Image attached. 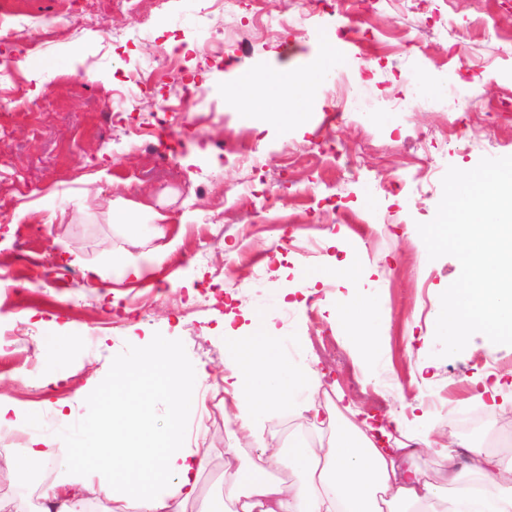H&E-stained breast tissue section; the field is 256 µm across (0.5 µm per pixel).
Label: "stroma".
<instances>
[{"instance_id":"stroma-1","label":"stroma","mask_w":512,"mask_h":512,"mask_svg":"<svg viewBox=\"0 0 512 512\" xmlns=\"http://www.w3.org/2000/svg\"><path fill=\"white\" fill-rule=\"evenodd\" d=\"M359 0L356 26L373 34L420 32L417 47L362 61L343 41L335 70L307 123L264 120L226 91L242 71L279 75L300 69L330 35L313 0H255L225 14L201 13L197 0H173L155 24L128 0H0L23 10L26 25L0 28V48L31 67L0 69V89L17 91L0 112V276L39 282L37 292L0 288V397L20 414L0 435V458L36 437L54 441L46 461L16 474L0 470V500L30 512L66 474L59 451L87 442L96 409L91 392L117 365L161 342L183 365L203 369L199 405L184 417V443L205 455L195 499L169 512H208L224 499L226 465L255 459L257 448L224 416V316L233 328H258L271 317L283 356L336 383L343 404L388 423L407 404L406 429L435 428L458 443H479L512 426L485 419L484 382L509 369L499 389L512 397V346L473 338L459 354L439 356L435 321L440 296L459 276L451 256L429 259L418 224L431 221L448 167L469 170L482 158L512 155V123L495 107L512 100V55L496 31L512 33V0ZM274 24L241 52L253 11ZM112 27L118 42L104 44ZM224 53L200 52L211 38ZM186 43L202 121L174 141L131 146L127 129L144 121L163 93H138L114 111L106 90L156 62L173 41ZM258 140L265 168L219 161L225 145ZM176 153L173 162L164 150ZM353 156L343 169L337 153ZM255 197L225 209L238 188ZM28 208L18 219L19 208ZM163 237H155V224ZM367 268L361 284L378 308L382 330L374 354L359 358L330 307L348 294L341 283L306 287V277L350 248ZM130 252L145 267L123 277L114 256ZM100 269L92 287L70 275ZM58 324L73 343L45 385L37 340ZM281 447L312 439L308 422L272 409L259 419Z\"/></svg>"}]
</instances>
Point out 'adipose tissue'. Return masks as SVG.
<instances>
[{"label": "adipose tissue", "instance_id": "adipose-tissue-1", "mask_svg": "<svg viewBox=\"0 0 512 512\" xmlns=\"http://www.w3.org/2000/svg\"><path fill=\"white\" fill-rule=\"evenodd\" d=\"M336 48L323 46L298 72L281 77L262 71L241 74L232 89L260 117L301 121L332 72ZM332 314L343 335L370 353L381 322L364 295L337 300ZM272 325L227 338L224 390L232 396L243 438L260 445L250 467L228 469L224 483L228 512H512V455L474 444L457 450L440 433L405 432L402 415L391 422L400 437L383 447L380 430L357 423V410L339 407L316 372L286 362ZM200 372L184 366L171 350L157 346L141 358L114 369L97 399L98 433L88 444L68 449L66 461L78 478L47 499L55 512H79L85 495H104L123 512H164L168 499H191L202 460L183 448L179 416L195 401ZM171 400L165 430L146 418L154 399ZM285 404L316 430L329 432L327 444L295 441L288 452L269 448L256 426L268 408ZM440 453L444 483L431 482L417 465L418 448ZM301 472L298 484L269 480L280 461Z\"/></svg>", "mask_w": 512, "mask_h": 512}]
</instances>
